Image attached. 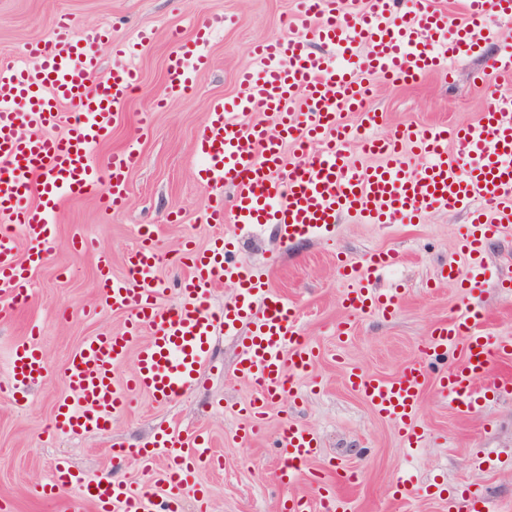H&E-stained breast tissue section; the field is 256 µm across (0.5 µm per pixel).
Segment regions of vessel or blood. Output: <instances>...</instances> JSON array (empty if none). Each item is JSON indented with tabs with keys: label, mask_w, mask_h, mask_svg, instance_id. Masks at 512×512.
Wrapping results in <instances>:
<instances>
[{
	"label": "vessel or blood",
	"mask_w": 512,
	"mask_h": 512,
	"mask_svg": "<svg viewBox=\"0 0 512 512\" xmlns=\"http://www.w3.org/2000/svg\"><path fill=\"white\" fill-rule=\"evenodd\" d=\"M510 22L512 0H464L459 22L433 0H298L292 34L255 46L254 66L239 75L244 94L230 102L212 100L197 138L202 181L228 190L205 211L208 224H270L281 241L290 242L322 234L344 214L370 224H397L420 219L430 209L471 210L472 223L458 241L466 271L452 264L439 271L441 280L466 292L467 301L433 330L422 355L397 376L347 373L350 387L393 423L410 448L423 437L416 416L428 383L438 385L450 407L471 414L480 407L479 384L497 387L490 379L494 357L512 355V339L494 342L482 332L485 308L472 298L485 281L488 243L512 230V95L494 99L463 127L405 125L388 136L379 135L381 115L365 103L375 80L414 83L431 73L447 74L492 43L502 47L492 63L494 74L511 73L512 35L503 29ZM153 35L143 27L131 39L113 42L112 67L105 72L94 45L109 38V30L82 34L75 20L64 16L49 41L27 46L22 61L0 63L1 318L12 317L28 299L33 271L49 258L62 201L90 197L106 211L125 203L137 153L115 151L98 163L93 152L121 122L139 83L133 64L137 48ZM213 35V23L205 21L191 38H175L167 60V98L193 90L209 66ZM67 109L72 117L66 122ZM343 109L358 111L357 126L340 120ZM258 112L265 121L255 120ZM62 122L65 134L50 136ZM354 140L360 141V152L349 151ZM288 144L297 151L290 162L283 153ZM369 155L376 164H364ZM411 155L423 160L418 170L407 166ZM182 260L188 271L177 286L179 301L166 308L160 299L167 286L156 274L160 257L149 240L127 253L124 277L112 276L108 256L100 255L102 304L129 320L122 332L90 336L72 354L63 377L73 398L58 404L54 428L106 431L132 392L172 403L196 386L221 333L237 336L235 375L254 390L235 409L248 420L243 438L251 437L271 404L294 392L296 380L317 358L300 335L296 305L253 274L235 250L232 233L203 251L184 244ZM399 260L387 250L358 267L338 261L347 283L342 305L361 315L397 311L403 291L380 292L371 281ZM223 282L233 283L236 295L217 310L211 298ZM243 323L249 326L244 335ZM130 355L134 369L126 385H118L115 368ZM46 372L37 343L28 339L14 346L8 360L13 394H25ZM279 447L278 480L290 491L287 512H312L310 498L292 493L290 486L316 454L313 433L285 424ZM160 458L166 461L160 511L150 495L124 482L81 483L62 459L42 491L48 495L78 483L83 502L106 512H181L182 489L200 467L218 463L199 432L173 430L151 447L113 453L114 465L134 462L146 472Z\"/></svg>",
	"instance_id": "1"
}]
</instances>
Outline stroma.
<instances>
[{"mask_svg":"<svg viewBox=\"0 0 512 512\" xmlns=\"http://www.w3.org/2000/svg\"><path fill=\"white\" fill-rule=\"evenodd\" d=\"M295 8L296 0H0V55L9 60L20 57L28 43L49 38L64 15L84 29L107 27L117 41L140 26L155 31L136 60L140 82L126 116L97 150L102 160L127 146L136 148L139 163L125 206L106 217L91 198L63 203L50 259L33 272L27 305L0 321V500L10 512H72L81 499L78 485L50 497L39 494L61 457L85 480L118 478L154 493L160 472L142 473L134 463L114 469L112 452L143 447L171 429L202 432L221 460L218 467L199 469L184 488L183 512L203 507L208 512H279L283 490L275 437L289 421L311 429L320 444L319 455L294 486L297 492L316 496L310 475L318 471L345 500L347 512H448L450 494L474 489L492 512H512V396L491 397L478 413L463 415L428 385L417 417L424 441L410 452L395 426L376 415L345 378L352 368L394 377L421 356L431 330L462 305L458 288L440 281L437 273L448 262H464L455 250L470 221L464 209H436L411 224H368L344 216L331 233L291 243L279 242L268 228L240 233V254L275 291L295 302L302 334L320 353L302 393L275 403L250 441L239 438L243 421L231 408L250 399L252 389L236 380L237 339L224 335L216 339L212 364L199 384L175 402L164 405L134 393L127 411L103 433L75 435L52 427L56 404L71 395L61 376L71 354L89 336L119 332L128 320L127 314L100 305L97 250L109 253L113 275L124 276L125 256L139 243L138 228L149 226L162 257L157 274L172 286L185 273L175 260L182 239L209 248L222 228L199 221L216 192L200 178L196 134L213 99L243 94L238 74L250 63L251 45L291 34ZM214 18L222 26L195 89L162 109L152 108L164 91L172 33L190 37L196 23ZM497 51L492 45L483 56L459 63L449 79L435 73L415 83L378 85L370 106L389 128L471 123L497 92L512 89V75L488 83L477 79ZM81 238L93 240L96 251L75 250L73 243ZM387 249L399 251L401 260L375 286L404 288L400 310L391 317L348 313L339 300L346 284L337 274V257L361 264L369 254ZM486 262L491 276L475 294L486 309L484 329L494 340L512 337V298L497 286L512 275V232L488 244ZM341 325L349 329L343 343L336 338ZM34 326L47 374L18 401L4 389L7 361ZM351 469L357 470L358 482H340L339 474ZM404 473L412 481L401 495L395 482Z\"/></svg>","mask_w":512,"mask_h":512,"instance_id":"1","label":"stroma"}]
</instances>
